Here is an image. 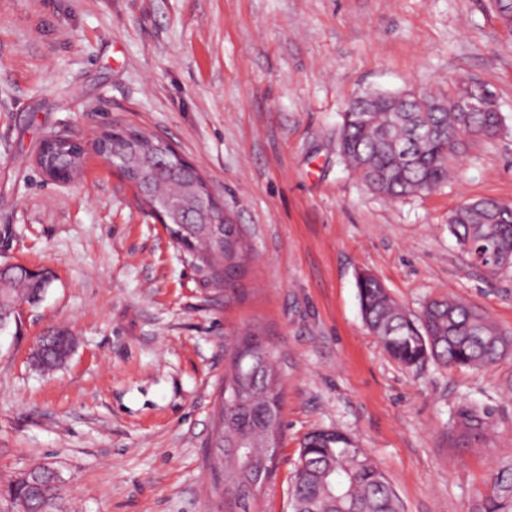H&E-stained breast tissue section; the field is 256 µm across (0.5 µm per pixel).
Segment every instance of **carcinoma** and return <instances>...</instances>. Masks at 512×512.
<instances>
[{
    "mask_svg": "<svg viewBox=\"0 0 512 512\" xmlns=\"http://www.w3.org/2000/svg\"><path fill=\"white\" fill-rule=\"evenodd\" d=\"M500 24L512 31V0H491ZM471 87L457 80L445 96L428 88L401 93L371 92L355 99L343 115L338 149L347 166L373 194L406 199L431 193L451 177L454 165L477 143L497 136L505 119L495 95L478 112L460 111L458 100ZM108 151L129 175H139L138 190L147 204L166 202L175 208L170 230L181 234L201 267L224 289L235 292L251 250L238 224L220 223L219 214L203 206L183 187L196 182L188 170L175 168L159 154L138 147V137L122 130L108 142ZM49 167L75 173L80 151L58 147ZM448 232L458 248L477 266L497 275L512 269V204L494 198L466 200L448 213ZM24 269L0 280V327L16 319V306L30 303L40 288ZM363 321L384 351L406 368L429 360L446 367L482 369L512 348V333L502 329L481 308L450 297L427 301L411 318L372 274L357 279ZM262 336L247 332L230 346V368L217 404V426L211 447L223 457L211 467L215 483H224V512H249V505L275 481L274 461L262 469L245 468L240 449L255 457L268 443L265 421L283 404L278 365L262 358L255 345ZM36 365L54 370L74 348L64 331L41 337ZM464 436L479 440L485 421L463 409L459 413ZM5 484L15 512H55L64 494L63 481L49 467L31 470ZM292 512H402L401 502L386 476L346 434L332 429L308 433L302 442L292 482Z\"/></svg>",
    "mask_w": 512,
    "mask_h": 512,
    "instance_id": "carcinoma-1",
    "label": "carcinoma"
}]
</instances>
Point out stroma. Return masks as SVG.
Masks as SVG:
<instances>
[{
	"mask_svg": "<svg viewBox=\"0 0 512 512\" xmlns=\"http://www.w3.org/2000/svg\"><path fill=\"white\" fill-rule=\"evenodd\" d=\"M471 78L508 129L454 181L371 194L338 154L355 98ZM173 144L252 254L235 295L199 268L91 145L113 122ZM88 144L81 175L38 168L43 140ZM512 203V33L489 0H0V267L48 271L0 332V479L46 465L59 512H215L209 468L225 348L263 333L282 375L273 489L288 512L306 434L364 448L404 512H484L512 474V351L480 370L407 369L366 328L357 276L410 315L453 295L512 331V269L469 265L448 233L466 199ZM75 339L45 372L38 339ZM487 421L467 440L462 409Z\"/></svg>",
	"mask_w": 512,
	"mask_h": 512,
	"instance_id": "35a3bbf8",
	"label": "stroma"
}]
</instances>
